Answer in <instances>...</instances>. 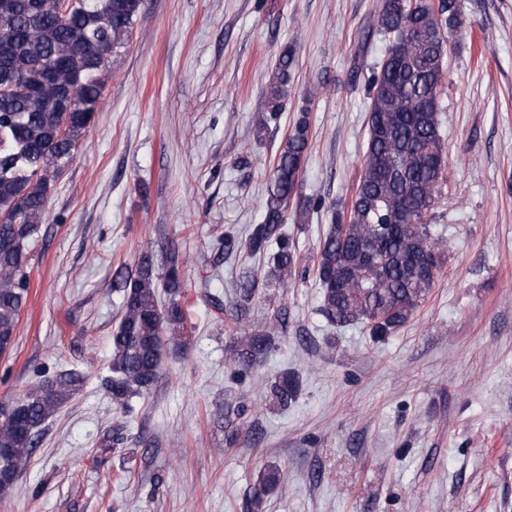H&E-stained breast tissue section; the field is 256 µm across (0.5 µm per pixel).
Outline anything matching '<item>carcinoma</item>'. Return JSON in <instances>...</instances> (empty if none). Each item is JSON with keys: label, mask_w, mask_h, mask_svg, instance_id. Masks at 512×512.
<instances>
[{"label": "carcinoma", "mask_w": 512, "mask_h": 512, "mask_svg": "<svg viewBox=\"0 0 512 512\" xmlns=\"http://www.w3.org/2000/svg\"><path fill=\"white\" fill-rule=\"evenodd\" d=\"M143 0H0V355L14 343L29 294L28 242L43 223L49 192L74 159L104 91L102 72L126 44ZM459 0H383L377 30L394 36L368 88V137L362 170L347 210L332 212L313 271L319 313L337 326L360 324L373 336L405 325L434 287L440 258L427 216L444 182L441 95L445 30L459 23ZM296 65V47L279 54L267 88L269 115L282 111ZM283 142L271 169L262 221L245 239L224 234V259L268 255L263 278L236 284V330L226 349L231 366L247 370L273 349L263 328L243 326L262 283L288 288L297 250L280 233L291 204L305 219L320 203L297 200L311 134L308 108ZM189 254L178 246L162 256L139 254L134 269L118 273L121 296L110 339L109 374L102 380L123 412L157 383L165 348L185 344L188 302L184 271ZM86 376L64 370L43 376L24 397L0 399V500L9 498L41 441L42 426L83 389ZM299 378L281 372L270 387L286 408ZM248 406L224 405V427L234 439ZM281 482L277 469L253 487L250 505L261 512Z\"/></svg>", "instance_id": "1"}]
</instances>
